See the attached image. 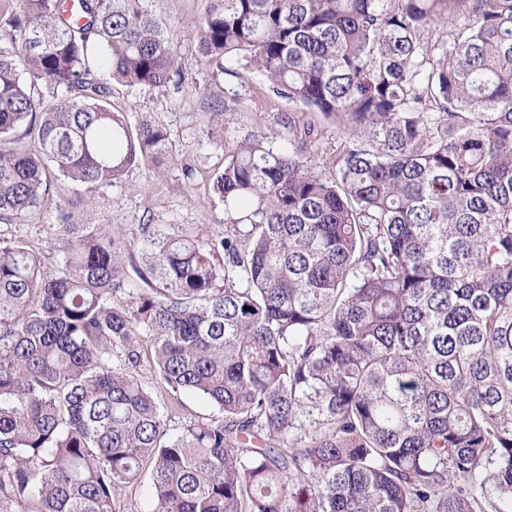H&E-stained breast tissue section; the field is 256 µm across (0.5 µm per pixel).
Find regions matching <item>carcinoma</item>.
I'll return each instance as SVG.
<instances>
[{
    "label": "carcinoma",
    "instance_id": "cac0c4a2",
    "mask_svg": "<svg viewBox=\"0 0 512 512\" xmlns=\"http://www.w3.org/2000/svg\"><path fill=\"white\" fill-rule=\"evenodd\" d=\"M149 0L0 17V220L160 160L103 75L179 76ZM348 134L335 172L258 133L216 232L0 237V512H512V0H212L192 53ZM63 89L51 104L27 80ZM39 124V147L17 135ZM191 413L171 430L184 396Z\"/></svg>",
    "mask_w": 512,
    "mask_h": 512
}]
</instances>
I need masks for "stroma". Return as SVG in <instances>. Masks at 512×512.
I'll use <instances>...</instances> for the list:
<instances>
[{"label": "stroma", "instance_id": "obj_1", "mask_svg": "<svg viewBox=\"0 0 512 512\" xmlns=\"http://www.w3.org/2000/svg\"><path fill=\"white\" fill-rule=\"evenodd\" d=\"M210 0H150L153 16L170 33L182 57L180 83L162 89L111 82L112 107L130 122L142 116L164 125L171 134L161 169L142 163L121 181L96 190L85 202L84 189L52 181L39 215L0 223V236L20 238L51 251V224L67 209L78 224H112L129 239H138L143 224H173L206 232L224 220V207L210 189L212 173L241 138L258 131L274 148L291 149L307 142V157L328 173L348 144L346 134L321 114L277 94L259 72L228 63L223 69L199 65L190 55ZM222 113L213 122L211 113Z\"/></svg>", "mask_w": 512, "mask_h": 512}]
</instances>
